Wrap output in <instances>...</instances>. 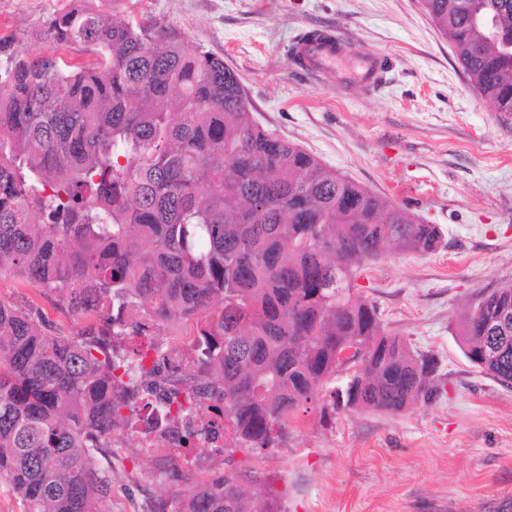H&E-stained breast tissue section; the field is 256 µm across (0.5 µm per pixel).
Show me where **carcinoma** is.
<instances>
[{"label": "carcinoma", "mask_w": 512, "mask_h": 512, "mask_svg": "<svg viewBox=\"0 0 512 512\" xmlns=\"http://www.w3.org/2000/svg\"><path fill=\"white\" fill-rule=\"evenodd\" d=\"M98 2L69 0L28 32L51 53L18 57L0 39V277L93 317L52 333L35 305L0 299V484L25 512H103L112 433L163 384L155 337L185 321L192 377L172 403L232 452L278 447L312 403L395 416L438 397L436 359L383 330L353 272L392 249L437 250V225L254 124L222 57ZM422 7L512 120V0ZM77 48L93 62L66 64ZM456 336L512 388V284L483 293ZM168 469L180 486L148 512H274L238 478Z\"/></svg>", "instance_id": "1"}]
</instances>
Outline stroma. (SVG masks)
I'll list each match as a JSON object with an SVG mask.
<instances>
[{"instance_id":"obj_1","label":"stroma","mask_w":512,"mask_h":512,"mask_svg":"<svg viewBox=\"0 0 512 512\" xmlns=\"http://www.w3.org/2000/svg\"><path fill=\"white\" fill-rule=\"evenodd\" d=\"M68 0H0V36L15 54L49 53L27 33ZM122 17L179 29L189 48L224 59L254 123L297 144L420 222L445 247L392 251L367 263L356 292L387 332L434 355L441 394L399 416L370 410L298 413L275 452L195 451L204 480L227 470L281 512H512V388L483 375L454 334L480 294L512 282V122L470 85L453 44L421 0H123ZM328 30L355 55L385 57L376 86L339 87L293 60L299 38ZM0 299L42 309L77 331L83 317L11 277ZM112 470L111 512H145L148 495L174 489L167 449L124 438Z\"/></svg>"}]
</instances>
